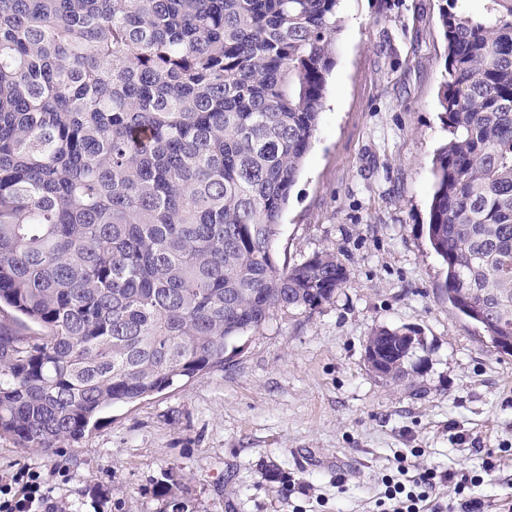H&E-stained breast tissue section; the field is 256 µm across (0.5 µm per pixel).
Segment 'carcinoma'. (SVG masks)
I'll list each match as a JSON object with an SVG mask.
<instances>
[{
  "mask_svg": "<svg viewBox=\"0 0 512 512\" xmlns=\"http://www.w3.org/2000/svg\"><path fill=\"white\" fill-rule=\"evenodd\" d=\"M342 0H0V435L51 452L224 368L330 250L273 244L323 112ZM442 9L448 141L429 242L448 303L512 352V15ZM406 328L377 329L405 376Z\"/></svg>",
  "mask_w": 512,
  "mask_h": 512,
  "instance_id": "cac0c4a2",
  "label": "carcinoma"
}]
</instances>
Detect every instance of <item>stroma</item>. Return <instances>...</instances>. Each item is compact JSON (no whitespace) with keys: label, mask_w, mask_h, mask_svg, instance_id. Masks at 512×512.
<instances>
[{"label":"stroma","mask_w":512,"mask_h":512,"mask_svg":"<svg viewBox=\"0 0 512 512\" xmlns=\"http://www.w3.org/2000/svg\"><path fill=\"white\" fill-rule=\"evenodd\" d=\"M443 0H343L325 108L274 253L335 252L346 281L313 310L273 312L223 369L113 407L52 453L0 436V475L66 468L72 512H377L400 454L477 475L512 498V353L448 303L426 234L446 142ZM407 327V375L374 372L366 343Z\"/></svg>","instance_id":"obj_1"}]
</instances>
